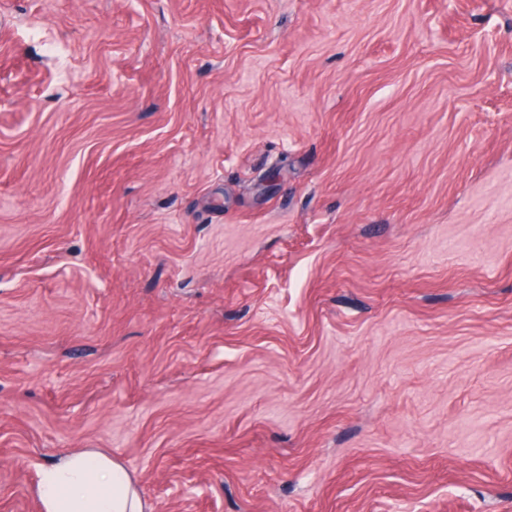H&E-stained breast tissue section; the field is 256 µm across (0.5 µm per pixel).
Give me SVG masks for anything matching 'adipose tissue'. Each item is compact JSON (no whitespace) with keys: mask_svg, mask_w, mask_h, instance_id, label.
<instances>
[{"mask_svg":"<svg viewBox=\"0 0 512 512\" xmlns=\"http://www.w3.org/2000/svg\"><path fill=\"white\" fill-rule=\"evenodd\" d=\"M41 512H153L126 468L111 455L79 449L39 472Z\"/></svg>","mask_w":512,"mask_h":512,"instance_id":"ef3b65f1","label":"adipose tissue"}]
</instances>
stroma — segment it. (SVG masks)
Here are the masks:
<instances>
[{
  "instance_id": "obj_1",
  "label": "stroma",
  "mask_w": 512,
  "mask_h": 512,
  "mask_svg": "<svg viewBox=\"0 0 512 512\" xmlns=\"http://www.w3.org/2000/svg\"><path fill=\"white\" fill-rule=\"evenodd\" d=\"M81 448L512 512V0H0V512Z\"/></svg>"
}]
</instances>
